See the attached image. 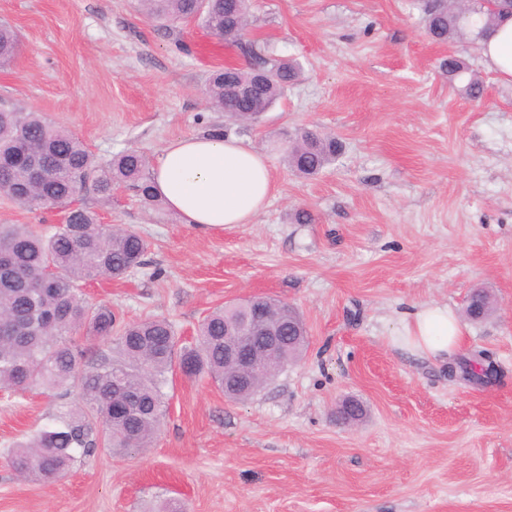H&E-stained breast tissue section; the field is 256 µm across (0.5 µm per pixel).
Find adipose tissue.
I'll return each mask as SVG.
<instances>
[{"label": "adipose tissue", "mask_w": 512, "mask_h": 512, "mask_svg": "<svg viewBox=\"0 0 512 512\" xmlns=\"http://www.w3.org/2000/svg\"><path fill=\"white\" fill-rule=\"evenodd\" d=\"M487 62L512 81V18L482 40ZM156 194L184 223L205 229L253 223L274 189L268 158L244 141L226 137H177L167 142L152 171ZM402 344L411 352L445 357L464 338L448 306L430 304L402 322Z\"/></svg>", "instance_id": "obj_1"}]
</instances>
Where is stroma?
Wrapping results in <instances>:
<instances>
[{"instance_id":"35a3bbf8","label":"stroma","mask_w":512,"mask_h":512,"mask_svg":"<svg viewBox=\"0 0 512 512\" xmlns=\"http://www.w3.org/2000/svg\"><path fill=\"white\" fill-rule=\"evenodd\" d=\"M20 39L0 68V106L43 113L99 162L156 159L170 139L214 125L267 156L275 184L251 224L201 230L119 188L78 197L101 223L145 237L142 267L85 286L127 320L164 318L192 342L213 308L263 293L298 309L303 356L243 403L205 377L173 375L151 448H100L65 479L18 477L15 442L66 410L77 389L0 392V512H512V82L469 43H437L417 0H253L247 41L297 59L303 74L257 122L213 110L206 76L240 49L195 23L168 31L138 0H0ZM460 57L484 86L441 68ZM334 134L335 163L306 179L281 144L300 128ZM314 221L298 224L297 210ZM63 209L0 194V224L47 229ZM495 297L463 319L455 360L484 354L485 384L447 360L401 349L417 305L462 315L472 289ZM367 409L336 420L344 399Z\"/></svg>"}]
</instances>
